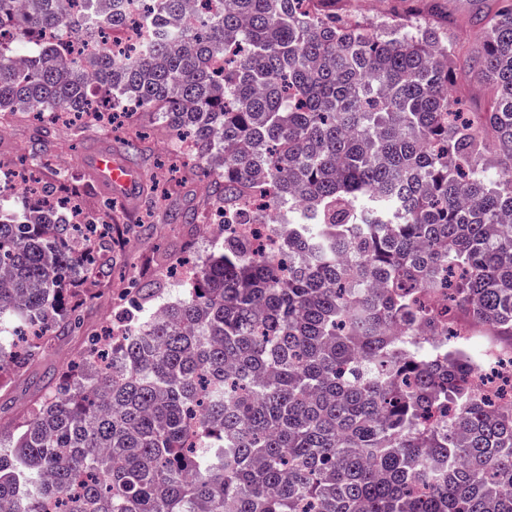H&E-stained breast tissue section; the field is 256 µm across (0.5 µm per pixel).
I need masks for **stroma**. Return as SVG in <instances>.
I'll return each instance as SVG.
<instances>
[{"instance_id":"stroma-1","label":"stroma","mask_w":512,"mask_h":512,"mask_svg":"<svg viewBox=\"0 0 512 512\" xmlns=\"http://www.w3.org/2000/svg\"><path fill=\"white\" fill-rule=\"evenodd\" d=\"M423 0H342L341 6L352 15L376 21L410 15ZM437 23L455 21L466 39L476 41L478 21L493 0H436ZM140 136L143 154L133 158L124 142ZM48 140L40 164L45 183L64 179L66 193L76 198L83 210L98 209L104 200H112L114 221L121 225L120 244L113 265L95 283L83 284L84 304L81 322L69 335L54 338L44 355L17 376H5L0 389V434L10 435L28 410L33 398L48 383L57 381L76 358L91 336L103 327L118 322L124 310L122 293L130 282L157 289L161 301L172 298L174 279L165 275L171 260L188 259L200 264L219 247L218 240L207 238L205 224H171L167 213L171 206L201 209L206 194L204 176L189 175L185 165H174L167 150L172 132L155 115H146L135 125L119 117L104 125L84 123L74 126L48 123L31 118L16 120L6 133H0V161L15 164L21 150H32L35 143ZM108 146L113 156L135 170L138 188L133 198L111 196L98 184L88 165L90 153Z\"/></svg>"}]
</instances>
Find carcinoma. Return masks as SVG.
Returning a JSON list of instances; mask_svg holds the SVG:
<instances>
[{
	"label": "carcinoma",
	"instance_id": "1",
	"mask_svg": "<svg viewBox=\"0 0 512 512\" xmlns=\"http://www.w3.org/2000/svg\"><path fill=\"white\" fill-rule=\"evenodd\" d=\"M77 0H0V115L156 112L236 233L174 302L136 287L126 320L0 437V512H512V406L478 356L436 345L448 300L512 346V0L471 49L415 13L378 25L336 0H190L128 55L80 60ZM487 107L462 111L458 61ZM224 60L218 70L214 61ZM269 198L288 219L263 250ZM54 190L0 205V375L79 321L67 283L112 262L76 245ZM172 224L198 212L169 210Z\"/></svg>",
	"mask_w": 512,
	"mask_h": 512
}]
</instances>
